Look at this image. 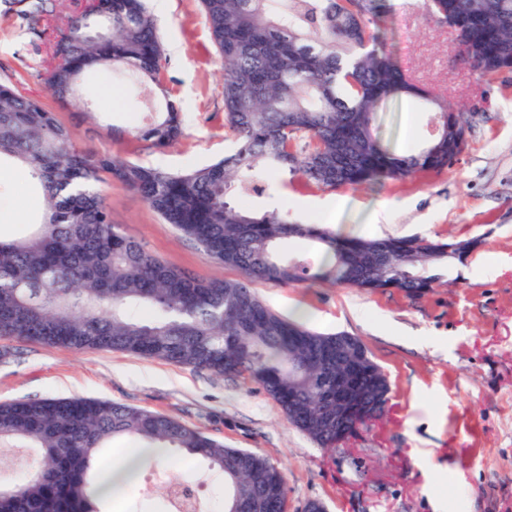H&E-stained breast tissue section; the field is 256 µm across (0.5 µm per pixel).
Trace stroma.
<instances>
[{
  "label": "stroma",
  "instance_id": "35a3bbf8",
  "mask_svg": "<svg viewBox=\"0 0 512 512\" xmlns=\"http://www.w3.org/2000/svg\"><path fill=\"white\" fill-rule=\"evenodd\" d=\"M386 44L400 66L448 101L474 110L467 146L455 163L402 181L322 190L300 176L277 175L272 195L248 197L255 212L326 224L344 235L479 239L455 264L453 284L419 299L329 284L253 288L275 312L306 310L319 332L358 337L391 384L385 415L338 451L294 427L254 383L117 351L75 352L0 339V401L85 397L159 412L199 428L228 448L280 464L287 512L308 501L328 512H512V73L482 77L464 63L448 25L426 14L425 0H392ZM165 49L161 85L113 70L84 78L83 107L58 106L38 74L43 41L16 11L0 4V83H12L56 110L80 148L180 171L221 159L235 146L224 123V70L200 0H148ZM185 115L180 141L158 149L136 136L165 101ZM424 102L403 98L378 113L383 141L420 148L432 128ZM112 221L173 266L200 278L240 279L181 237L134 191L101 185ZM44 202L26 172L0 161V231L41 222ZM192 474L211 505L222 480L198 458L173 451L145 465L107 512H161L164 482Z\"/></svg>",
  "mask_w": 512,
  "mask_h": 512
}]
</instances>
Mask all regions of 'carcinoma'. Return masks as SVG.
<instances>
[{"instance_id": "carcinoma-1", "label": "carcinoma", "mask_w": 512, "mask_h": 512, "mask_svg": "<svg viewBox=\"0 0 512 512\" xmlns=\"http://www.w3.org/2000/svg\"><path fill=\"white\" fill-rule=\"evenodd\" d=\"M21 15L55 20L44 82L65 105L81 76L105 68L160 84L163 47L147 0H100L59 16L57 0H17ZM224 65V122L235 149L205 166L171 172L110 154H92L39 97L0 85V161L25 165L45 203L41 223L20 237L0 235V338L76 351L112 350L251 378L288 421L323 448H336L381 418L387 375L365 344L324 334L274 312L251 283L326 281L368 293L430 292L476 241L344 236L298 223L273 208L255 215L231 193L262 194L259 173L302 175L321 189L404 180L451 167L466 145L464 109L432 97L404 73L378 35L391 0H201ZM429 16L455 27L482 76L512 72V0H426ZM413 96L460 123L415 153L385 144L376 115L386 101ZM129 133L166 148L185 134L183 113L165 110ZM116 180L135 191L212 260L241 280L200 279L147 251L112 223L99 191ZM357 375L326 368L336 351ZM342 385L358 410L341 429L323 420ZM116 439L198 456L224 481V512H286L281 468L264 455L226 448L178 419L93 398L0 402V449L27 448L21 483L0 480V512H102L95 496L100 449ZM192 475L165 484L173 499L206 505Z\"/></svg>"}]
</instances>
